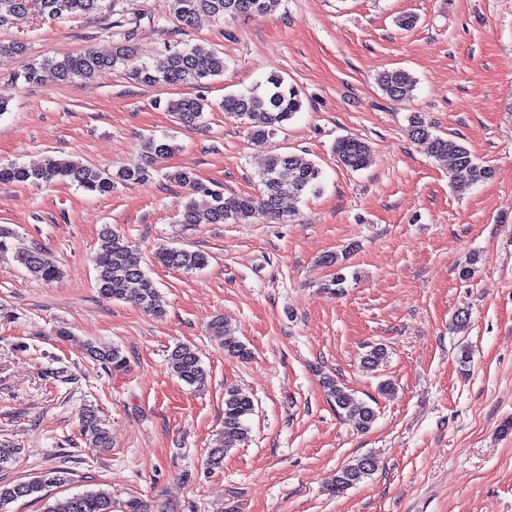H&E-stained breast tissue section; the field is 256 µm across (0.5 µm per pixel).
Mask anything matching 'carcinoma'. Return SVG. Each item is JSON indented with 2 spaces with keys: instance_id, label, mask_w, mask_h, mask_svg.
Instances as JSON below:
<instances>
[{
  "instance_id": "1",
  "label": "carcinoma",
  "mask_w": 512,
  "mask_h": 512,
  "mask_svg": "<svg viewBox=\"0 0 512 512\" xmlns=\"http://www.w3.org/2000/svg\"><path fill=\"white\" fill-rule=\"evenodd\" d=\"M104 0H0V30L17 21L38 16L59 19L74 15H90L102 8ZM170 14L184 28L194 26L197 17L208 14L218 20L234 21L253 15L274 13L281 0H168ZM131 46L116 45L112 54L104 56L93 49L76 54H65L43 59L28 65L21 73L24 81L34 83L41 73L48 70L55 79L68 83L76 78L89 80L105 69H116L129 59ZM224 57L214 49L201 45L173 46L166 49L150 63L128 71V78L137 84L158 87H199L224 74ZM381 91L393 101H403L412 96L416 87L414 77L402 68H392L377 77ZM207 103L200 95L183 94L166 101L165 107L177 122L191 126L204 119ZM298 90L286 85L284 78L272 73L265 80V87L248 93L224 96L223 108L227 114L247 125L251 135L263 139L272 131L283 127L301 110ZM409 136L424 146L435 161L446 164L453 161L451 179L456 183L477 184L490 179L494 170L489 165L474 161L470 152L459 141L432 133L431 126L419 114L410 117ZM171 152V146L161 140L149 138L142 145V160L112 174L78 160L46 157L37 167L20 163L0 165V183L52 184L69 182L83 191L105 196L112 194L116 183L141 182L150 179L156 167ZM335 153L345 167L357 171L371 162V150L362 140L346 137L336 142ZM322 170L314 162L295 153H277L270 156L260 173L262 189L259 195L226 197L224 192L211 189L198 182L186 169L165 173V178L189 190L188 200L180 213V224L239 223L259 217L280 220L284 217L281 202L286 197L299 199L308 193L321 190ZM157 262L182 271L199 270L207 265V258L187 249H163L156 254ZM17 261L32 277L44 282L60 278L55 262L41 251H30L17 257ZM96 287L102 297L119 301L135 295L150 313H164L159 291L154 281L141 265L138 252L106 226L99 234V245L93 255ZM216 336L224 337L227 355L246 359L248 347L231 336L224 321L211 326ZM87 356L110 372H123L127 358L116 346L99 348L85 345ZM170 371L194 391H201L208 384L209 373L203 366L196 349L186 344L176 345L168 358ZM328 395L336 408L360 430H367L376 419L369 405L355 399L333 379L325 381ZM254 412L252 398L240 389L229 386L224 391V425L210 448L206 465L211 470L223 467L224 457L243 444L249 433L247 419ZM80 432L90 447L104 449L112 444L109 431L102 424L95 409L85 407L80 413ZM20 449L8 442H0V471L8 469L16 460ZM377 470L375 457L363 455L354 459L336 475L331 492L342 494L362 483ZM68 481L67 471L52 469L29 480L0 482V505L14 502L43 492L46 488ZM45 512H113L112 496L104 491H86L69 498L58 508L48 506Z\"/></svg>"
}]
</instances>
